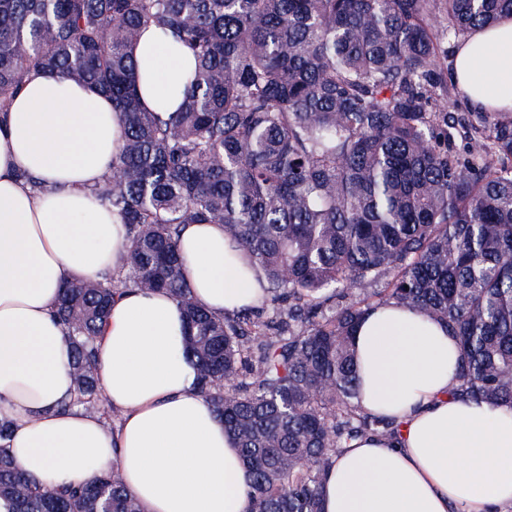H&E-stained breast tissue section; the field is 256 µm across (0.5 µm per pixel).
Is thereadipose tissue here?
Returning a JSON list of instances; mask_svg holds the SVG:
<instances>
[{
    "mask_svg": "<svg viewBox=\"0 0 512 512\" xmlns=\"http://www.w3.org/2000/svg\"><path fill=\"white\" fill-rule=\"evenodd\" d=\"M142 103L177 111L194 58L155 26L133 48ZM454 80L480 112L512 108V19L458 44ZM119 114L94 86L31 76L0 120V413L22 469L50 483L93 480L118 464L142 512H250V477L182 356L184 316L167 294L126 292L104 328L99 386L116 425L74 408L59 288L122 262L124 228L89 192L121 150ZM42 182L33 192L27 177ZM180 250L199 304L260 306L249 257L220 224L184 227ZM353 348L359 402L394 420L333 457L321 512H506L512 508V408L449 397L461 351L417 309L376 306Z\"/></svg>",
    "mask_w": 512,
    "mask_h": 512,
    "instance_id": "adipose-tissue-1",
    "label": "adipose tissue"
}]
</instances>
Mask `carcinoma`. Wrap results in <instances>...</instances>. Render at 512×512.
Returning a JSON list of instances; mask_svg holds the SVG:
<instances>
[{
    "label": "carcinoma",
    "instance_id": "carcinoma-1",
    "mask_svg": "<svg viewBox=\"0 0 512 512\" xmlns=\"http://www.w3.org/2000/svg\"><path fill=\"white\" fill-rule=\"evenodd\" d=\"M512 0H0V114L37 73L112 98L120 153L91 191L125 229L121 266L62 288L73 398L95 407L112 302L163 289L196 388L240 448L250 512H320L336 449L394 422L357 403L353 329L375 305L448 325V394L512 406V110L447 108L450 40ZM196 61L176 112L137 93L144 25ZM222 224L267 309L199 305L179 248ZM0 413V512H142L117 464L84 484L27 474Z\"/></svg>",
    "mask_w": 512,
    "mask_h": 512
}]
</instances>
